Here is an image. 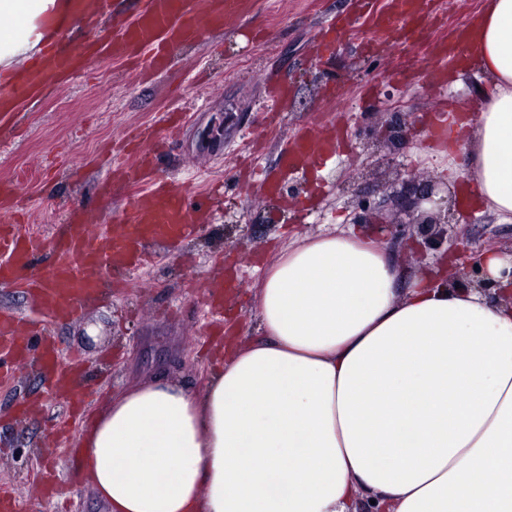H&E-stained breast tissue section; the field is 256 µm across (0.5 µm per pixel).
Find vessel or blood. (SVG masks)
<instances>
[{
  "mask_svg": "<svg viewBox=\"0 0 512 512\" xmlns=\"http://www.w3.org/2000/svg\"><path fill=\"white\" fill-rule=\"evenodd\" d=\"M430 0H389L385 11L372 16L377 32L403 44H415L425 36L424 21ZM252 0H145L129 21L97 44L64 52L51 45L15 79L0 83V120L37 96L45 83L78 73L83 56L106 54L117 59L146 56L154 70L165 69L174 49L201 40L205 31L223 28L230 19L247 14ZM348 31L347 23H331L316 34V61L332 53ZM134 158L116 163L100 189L101 201L112 195L113 181L133 186L135 192L116 230L98 227L97 216L73 210L51 247L43 266H35L38 240L16 222L0 224V283L25 289L36 300L42 315L60 323L75 318L97 294L101 275L148 260L145 244L158 240L176 245L191 235L201 220L186 203L197 176L189 173L171 183L154 181L153 162L165 145L155 130L145 128L133 137ZM339 148L336 139H318L298 132L282 150L280 166L299 173L326 163ZM15 363L35 364L43 377L66 379L80 372L78 362L59 363L56 347L47 338L36 339L18 315L0 309V348Z\"/></svg>",
  "mask_w": 512,
  "mask_h": 512,
  "instance_id": "vessel-or-blood-1",
  "label": "vessel or blood"
}]
</instances>
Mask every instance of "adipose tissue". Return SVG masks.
Returning a JSON list of instances; mask_svg holds the SVG:
<instances>
[{
	"label": "adipose tissue",
	"mask_w": 512,
	"mask_h": 512,
	"mask_svg": "<svg viewBox=\"0 0 512 512\" xmlns=\"http://www.w3.org/2000/svg\"><path fill=\"white\" fill-rule=\"evenodd\" d=\"M70 0H0V77L58 39ZM487 86L457 106L450 178L512 223V0H486ZM403 270L362 232L288 246L255 292L261 336L224 338L203 392L160 376L114 395L79 444L108 512H512V285Z\"/></svg>",
	"instance_id": "1"
}]
</instances>
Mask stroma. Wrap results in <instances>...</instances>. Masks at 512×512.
Segmentation results:
<instances>
[{
    "label": "stroma",
    "instance_id": "stroma-1",
    "mask_svg": "<svg viewBox=\"0 0 512 512\" xmlns=\"http://www.w3.org/2000/svg\"><path fill=\"white\" fill-rule=\"evenodd\" d=\"M357 2L254 0L246 17L212 31L199 46L178 50L172 68L153 73L123 60L93 58L85 76L45 89L19 108L16 125L0 127V182L18 186L31 232L57 235L68 207H98L97 188L106 170L95 158L131 128L159 122L174 107L191 117L172 138L158 175L198 171L201 180L191 202L208 209L207 222L178 248L149 243V262L123 272L121 291L105 294L80 318L45 329L61 357L76 352L86 365V415L66 414L58 389L37 374L18 372L0 380V488L15 495V512H106L85 480L56 499L41 495L36 478L54 449V428L80 435L89 414L136 382L167 374L197 390L205 386L219 359L199 350L210 322L206 283L215 257L236 268L239 281L227 291L224 312L237 317L244 336L258 333L254 293L264 267L293 241L351 227L358 205L376 209V223L363 230L393 254L407 276L435 258L421 237L402 249L382 226L416 218L392 203L405 174L421 180L448 177V159L426 136L424 120L436 100H475L485 81L472 66L453 71L442 89H432L431 47L453 45L456 30L480 14L485 0H434L423 41L371 56L358 46L374 33L369 13L384 9L388 0H367L363 11ZM334 16L349 17L352 31L327 65H311L312 38ZM266 76L292 87L273 134L266 128ZM335 79L344 80L345 88L334 108L323 87ZM395 111L413 133L398 150L388 142ZM334 120L346 131V149L322 172L305 177L300 197L275 198L239 178L238 158L246 144L262 141L255 163L275 172L284 139L300 127L321 129ZM208 177L224 181L219 204L206 197ZM455 222V233L471 251H512V223H497L461 203ZM24 401L33 404L34 413L15 417Z\"/></svg>",
    "mask_w": 512,
    "mask_h": 512
}]
</instances>
